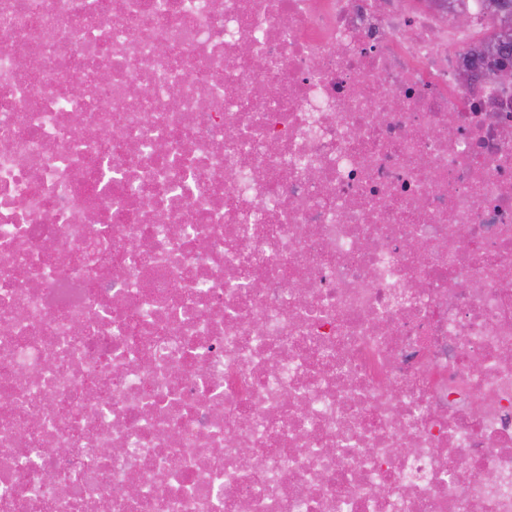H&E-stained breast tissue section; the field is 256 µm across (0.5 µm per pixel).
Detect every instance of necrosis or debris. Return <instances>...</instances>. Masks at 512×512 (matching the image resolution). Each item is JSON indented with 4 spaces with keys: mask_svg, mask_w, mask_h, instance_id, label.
<instances>
[{
    "mask_svg": "<svg viewBox=\"0 0 512 512\" xmlns=\"http://www.w3.org/2000/svg\"><path fill=\"white\" fill-rule=\"evenodd\" d=\"M492 37L479 0H0V512H512Z\"/></svg>",
    "mask_w": 512,
    "mask_h": 512,
    "instance_id": "obj_1",
    "label": "necrosis or debris"
}]
</instances>
